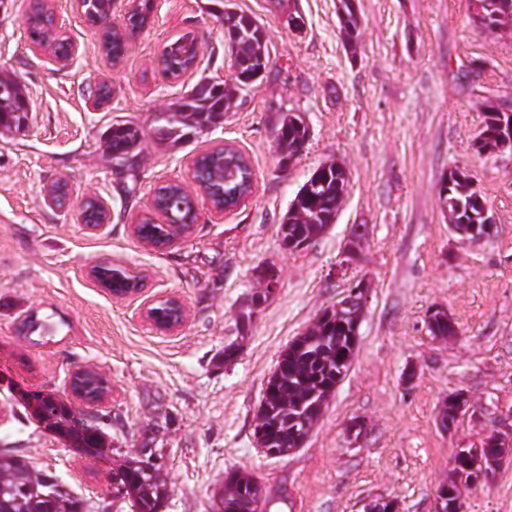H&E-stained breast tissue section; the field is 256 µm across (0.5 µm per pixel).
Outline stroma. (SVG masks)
Listing matches in <instances>:
<instances>
[{"label": "stroma", "instance_id": "obj_1", "mask_svg": "<svg viewBox=\"0 0 512 512\" xmlns=\"http://www.w3.org/2000/svg\"><path fill=\"white\" fill-rule=\"evenodd\" d=\"M267 32L271 72L227 112L222 125L185 142H160L154 117L198 78L231 80L224 28L211 0H154L152 24L128 41L119 65L100 51V28L74 0H51L78 53L64 67L29 41L23 19L37 0L0 7V74L17 78L29 102L23 131H0V450L54 475L88 512H134L112 479L152 449L166 483L162 512H218L228 472L253 474L266 512H363L397 499L400 512H433L457 449L512 429V150L477 153L489 104L512 103V28L478 32L470 0H355L362 27L355 47L339 32L338 0H232ZM301 17V29L285 17ZM192 34L199 65L165 77L155 57ZM112 100L91 110L99 81ZM302 114L310 137L281 166L276 128ZM116 121L141 131L137 166L106 153ZM231 144L256 174L253 198L216 220L200 201L194 228L153 248L132 232L156 186H192L201 153ZM336 159L350 188L336 221L312 246L292 253L278 233L302 184ZM468 172L496 218L494 237L451 233L439 193L448 172ZM66 180L74 198L94 193L110 220L86 230L76 207L48 203ZM365 234L353 258L345 250ZM109 262L143 275L139 295L118 299L88 276ZM278 283L259 308L256 270ZM369 284L353 363L301 448L260 452L254 415L282 351L353 281ZM179 296L187 320L176 333L155 329L145 305ZM446 308L458 333L433 337L427 311ZM35 313L58 322L50 336L19 338ZM240 340L237 358L224 347ZM92 366L112 385L105 408L89 411L68 390L72 371ZM59 399L105 442L89 454L34 414L24 395ZM470 401L451 431L437 424L448 394ZM366 433L353 437L351 422ZM464 512H512V458L463 492Z\"/></svg>", "mask_w": 512, "mask_h": 512}]
</instances>
